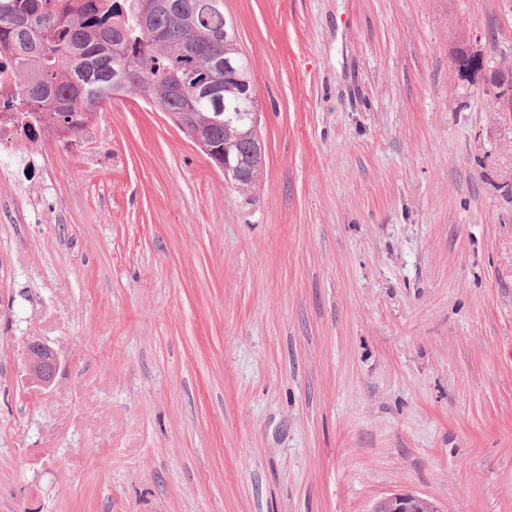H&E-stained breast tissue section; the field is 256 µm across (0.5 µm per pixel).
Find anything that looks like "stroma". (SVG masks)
<instances>
[{
    "mask_svg": "<svg viewBox=\"0 0 512 512\" xmlns=\"http://www.w3.org/2000/svg\"><path fill=\"white\" fill-rule=\"evenodd\" d=\"M224 11L254 201L133 94L0 154V512H512V112L455 64L512 68V0ZM24 362L31 384L43 389L53 385L59 371V359L52 347L38 340L28 342L24 351ZM428 503V499L418 495L397 493L378 501L370 512L380 511L381 506H387V512H429Z\"/></svg>",
    "mask_w": 512,
    "mask_h": 512,
    "instance_id": "obj_1",
    "label": "stroma"
}]
</instances>
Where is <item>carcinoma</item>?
Listing matches in <instances>:
<instances>
[{"label": "carcinoma", "mask_w": 512, "mask_h": 512, "mask_svg": "<svg viewBox=\"0 0 512 512\" xmlns=\"http://www.w3.org/2000/svg\"><path fill=\"white\" fill-rule=\"evenodd\" d=\"M224 0H0V46L13 50L30 105L51 112L59 132L91 123L126 93L155 102L216 164L231 144L243 174L264 165L246 121L224 127V109L246 110L251 89L227 75L217 101L203 73L224 76V58L249 66L224 42Z\"/></svg>", "instance_id": "obj_1"}]
</instances>
